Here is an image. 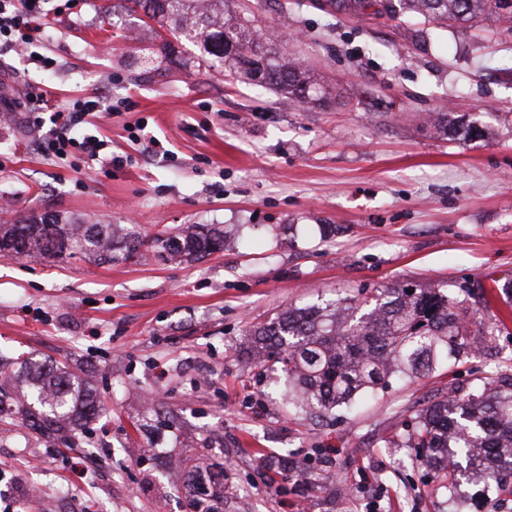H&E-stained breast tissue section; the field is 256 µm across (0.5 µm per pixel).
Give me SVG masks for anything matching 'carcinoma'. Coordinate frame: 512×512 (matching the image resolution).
Returning <instances> with one entry per match:
<instances>
[{
	"label": "carcinoma",
	"mask_w": 512,
	"mask_h": 512,
	"mask_svg": "<svg viewBox=\"0 0 512 512\" xmlns=\"http://www.w3.org/2000/svg\"><path fill=\"white\" fill-rule=\"evenodd\" d=\"M142 7L163 32L161 52L176 54L188 42L197 68L218 61L240 75L269 86L300 104L319 105L326 90L316 71L265 44L256 16L232 8L235 0H128ZM417 17L449 24L493 20L512 34V8L500 0H403ZM149 244L161 256L199 260L224 246V229L196 224L146 240L120 224H88L59 214L30 215L0 224V252L57 261L77 256L100 263L128 258ZM460 288H384L359 304L345 298L333 305L288 308L246 329L252 360L279 374L277 383L296 413L331 412L359 395L430 373L466 348L465 295ZM22 377L43 411L27 409L23 420L52 430L62 419L78 425L99 415L88 385L57 364L29 363ZM393 448H406L414 460L432 465V481L455 500L466 467L481 471L512 501V382L483 377L460 396L453 391L414 418ZM193 512H216L199 498L209 484L224 483V468L191 466Z\"/></svg>",
	"instance_id": "cac0c4a2"
}]
</instances>
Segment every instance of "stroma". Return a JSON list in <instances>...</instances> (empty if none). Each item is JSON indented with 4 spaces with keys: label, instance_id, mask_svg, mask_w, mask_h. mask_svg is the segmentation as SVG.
<instances>
[{
    "label": "stroma",
    "instance_id": "stroma-1",
    "mask_svg": "<svg viewBox=\"0 0 512 512\" xmlns=\"http://www.w3.org/2000/svg\"><path fill=\"white\" fill-rule=\"evenodd\" d=\"M250 0L264 33L321 74L311 108L224 66L161 57L126 0H77L40 52L0 51L13 96L103 91L99 132L123 166L77 173L34 154L0 113V219L57 211L150 237L220 224L223 250L164 261L148 246L109 264L0 254V352L61 363L103 414L70 434L0 417V512H190L187 459L223 464L224 512H498L463 479L455 501L388 440L448 390L512 376V38L486 22ZM476 122L464 140L440 112ZM145 123L163 153L147 155ZM406 285L467 288L473 324L505 321L455 366L392 381L356 410L315 417L268 398L244 329L288 307ZM92 459L74 473L71 459Z\"/></svg>",
    "mask_w": 512,
    "mask_h": 512
}]
</instances>
